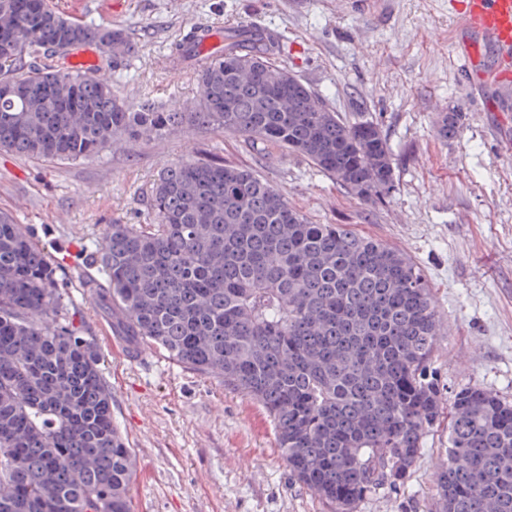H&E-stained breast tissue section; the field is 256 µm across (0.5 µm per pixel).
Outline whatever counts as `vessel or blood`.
<instances>
[{
    "label": "vessel or blood",
    "mask_w": 512,
    "mask_h": 512,
    "mask_svg": "<svg viewBox=\"0 0 512 512\" xmlns=\"http://www.w3.org/2000/svg\"><path fill=\"white\" fill-rule=\"evenodd\" d=\"M458 19L465 75L474 82L512 86V0H460ZM101 334L120 362L136 365L145 359L144 346H130L107 326Z\"/></svg>",
    "instance_id": "obj_1"
}]
</instances>
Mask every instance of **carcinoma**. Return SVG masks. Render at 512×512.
I'll use <instances>...</instances> for the list:
<instances>
[{"label": "carcinoma", "mask_w": 512, "mask_h": 512, "mask_svg": "<svg viewBox=\"0 0 512 512\" xmlns=\"http://www.w3.org/2000/svg\"><path fill=\"white\" fill-rule=\"evenodd\" d=\"M91 48L136 53L121 28L69 17L47 0H0V150L78 161L185 124L288 148L349 193L390 190L393 163L372 121L350 123L273 68L274 41L230 30L201 58L191 112L126 105L104 73L67 65ZM42 58L30 65L24 56ZM441 116L438 134L459 128ZM155 223L107 225L92 301L122 335L255 400L290 477L331 512H356L384 480L405 479L443 415L432 369L443 322L419 267L342 224H311L254 170L209 157L168 165ZM134 458L112 417L97 344L81 335L46 253L0 212V512H131ZM439 512H512V402L452 394Z\"/></svg>", "instance_id": "cac0c4a2"}]
</instances>
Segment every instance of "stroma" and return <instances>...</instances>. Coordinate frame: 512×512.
I'll return each instance as SVG.
<instances>
[{
	"label": "stroma",
	"mask_w": 512,
	"mask_h": 512,
	"mask_svg": "<svg viewBox=\"0 0 512 512\" xmlns=\"http://www.w3.org/2000/svg\"><path fill=\"white\" fill-rule=\"evenodd\" d=\"M64 14L118 25L138 51L111 69L127 102H196L197 67L172 47L193 25L259 28L288 70L347 121L386 137L392 188L379 200L348 193L303 157L208 125L128 141L80 161L41 162L0 151V211L41 244L75 324L94 337L110 314L79 277L107 224L153 223L152 185L188 155L247 166L313 224H343L405 252L443 317L433 368L445 392L479 386L512 401V88L472 86L460 70L455 0H54ZM462 116L437 134L440 113ZM112 416L135 457L132 512H330L295 483L275 427L255 401L151 348L146 364L101 347ZM448 422L427 434L409 476L384 482L356 512H436Z\"/></svg>",
	"instance_id": "stroma-1"
}]
</instances>
